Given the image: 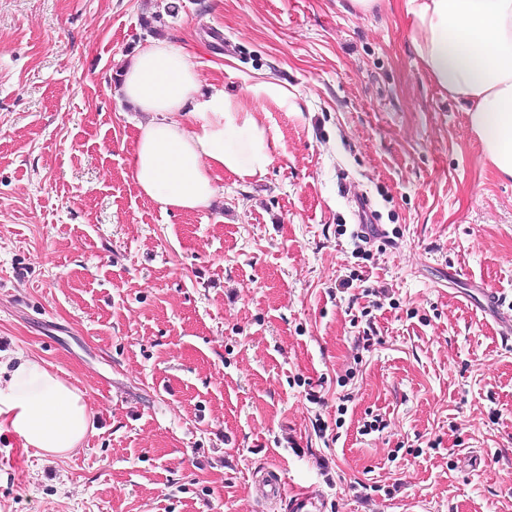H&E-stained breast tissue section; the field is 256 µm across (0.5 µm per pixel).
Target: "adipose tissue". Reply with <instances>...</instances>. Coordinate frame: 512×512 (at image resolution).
Returning a JSON list of instances; mask_svg holds the SVG:
<instances>
[{
    "label": "adipose tissue",
    "mask_w": 512,
    "mask_h": 512,
    "mask_svg": "<svg viewBox=\"0 0 512 512\" xmlns=\"http://www.w3.org/2000/svg\"><path fill=\"white\" fill-rule=\"evenodd\" d=\"M410 43L431 80L464 104L469 129L495 169L512 179V0H400ZM193 62L155 41L123 67L124 99L147 115L128 160L129 176L162 210L195 211L217 196L223 173H262L272 160L264 132L223 87L198 101ZM0 378V433L24 447L64 455L90 432L81 392L33 358L10 361Z\"/></svg>",
    "instance_id": "obj_1"
}]
</instances>
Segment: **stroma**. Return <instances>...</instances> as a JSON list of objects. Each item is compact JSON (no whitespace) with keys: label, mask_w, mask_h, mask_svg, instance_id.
<instances>
[{"label":"stroma","mask_w":512,"mask_h":512,"mask_svg":"<svg viewBox=\"0 0 512 512\" xmlns=\"http://www.w3.org/2000/svg\"><path fill=\"white\" fill-rule=\"evenodd\" d=\"M157 40L273 156L193 212L126 166L145 117L122 68ZM360 196L388 232L366 259ZM486 288L512 303V180L395 0H0V351L93 421L63 457L1 434L0 512H287L254 492L268 467L326 512H512Z\"/></svg>","instance_id":"35a3bbf8"}]
</instances>
